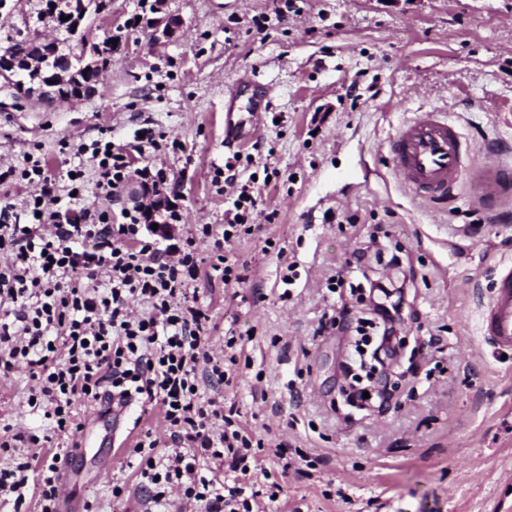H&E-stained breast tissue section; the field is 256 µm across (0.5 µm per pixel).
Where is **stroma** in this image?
Returning <instances> with one entry per match:
<instances>
[{"label": "stroma", "mask_w": 512, "mask_h": 512, "mask_svg": "<svg viewBox=\"0 0 512 512\" xmlns=\"http://www.w3.org/2000/svg\"><path fill=\"white\" fill-rule=\"evenodd\" d=\"M0 10V42L17 34L64 39L40 21L45 0H8ZM161 0L157 19L180 29L157 41L133 26L141 0H112L90 25L89 42L120 44L94 91L70 103L25 97L0 109V168L45 158L58 189L106 138L128 145L149 127L182 148L157 157L179 182L183 221L178 237L224 222L234 188L216 185L232 150L224 142V99L238 77L259 74L272 89L269 114L246 146L278 173L261 185V231L230 250L247 263L250 283L227 288L202 267L198 297L212 317L211 345L224 352L228 331L252 330L236 386L224 394L244 420L268 428L269 444L287 440L309 457L310 475L263 465L284 488L265 512H512V351L501 353L480 331L498 265L512 261V200L496 213L476 199L467 174L447 204L414 197L394 172L388 139L415 113H447L472 144L478 163H512V0ZM356 85L358 97L348 96ZM276 212L274 222L265 215ZM463 224L480 228L472 238ZM376 234L381 258L369 277L413 272L412 320L399 331L400 370L390 406L348 405L344 366L351 331L316 335L319 321L341 307L367 311L357 294L337 295L327 279ZM283 256L264 253V238ZM398 253L401 267L383 258ZM296 265L291 286L285 263ZM438 346L427 347L429 336ZM262 382H255V373ZM25 369L0 377V423L39 430L29 413ZM159 440L167 432L157 410L133 403L112 446L109 471L96 476L94 449L75 465V495L93 512H139L127 448L133 418ZM130 487L113 499V482Z\"/></svg>", "instance_id": "35a3bbf8"}]
</instances>
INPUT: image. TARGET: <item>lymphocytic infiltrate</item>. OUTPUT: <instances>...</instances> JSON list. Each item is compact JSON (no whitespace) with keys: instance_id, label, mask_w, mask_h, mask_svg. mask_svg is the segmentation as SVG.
<instances>
[{"instance_id":"1","label":"lymphocytic infiltrate","mask_w":512,"mask_h":512,"mask_svg":"<svg viewBox=\"0 0 512 512\" xmlns=\"http://www.w3.org/2000/svg\"><path fill=\"white\" fill-rule=\"evenodd\" d=\"M168 145L165 135L149 128L127 149L97 140V190L113 195L135 180L154 194H177V182L154 163ZM133 152L143 166H132ZM21 177L38 180L42 189L25 201L29 223L19 222L13 204H0V377L28 370L29 410L46 427L39 435L0 428V452L10 456L0 467V501L18 510L32 492L39 512H59L71 454L54 453L36 468L14 448L74 437L83 427L79 404L107 392L156 406L169 434L163 445L152 431H143L132 448L136 489L147 512H258L261 500L276 501L278 483L247 479L261 467L262 435L243 424L236 407L224 404L245 338L226 336L224 357L215 359L211 316L195 292L201 264H209L228 287L248 282L247 266L233 259L208 224L163 246L146 235L148 214L142 209L124 210L122 224L110 223L106 213L81 206L83 173L70 179L65 204L44 161H35ZM255 184L252 178L240 181L224 211L231 241L260 230L253 218ZM208 240L213 248L205 257L198 245ZM369 288L380 297L373 317L352 324L333 318L320 322V329L351 327L360 336L372 331L380 347H389L409 308L408 291L378 281ZM134 301L146 305V312L133 314ZM228 470L236 473L234 482H226Z\"/></svg>"}]
</instances>
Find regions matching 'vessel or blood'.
Listing matches in <instances>:
<instances>
[{
	"mask_svg": "<svg viewBox=\"0 0 512 512\" xmlns=\"http://www.w3.org/2000/svg\"><path fill=\"white\" fill-rule=\"evenodd\" d=\"M248 96V111L224 109V141L245 146L257 129L270 102L271 90L257 74L238 82ZM395 172L414 195L436 204L445 203L462 179L467 146L446 113L423 111L404 123L389 142ZM486 183L498 194L512 193V171L496 164L483 170ZM483 336L495 348L512 351V263L498 268L490 300L481 316Z\"/></svg>",
	"mask_w": 512,
	"mask_h": 512,
	"instance_id": "vessel-or-blood-1",
	"label": "vessel or blood"
}]
</instances>
